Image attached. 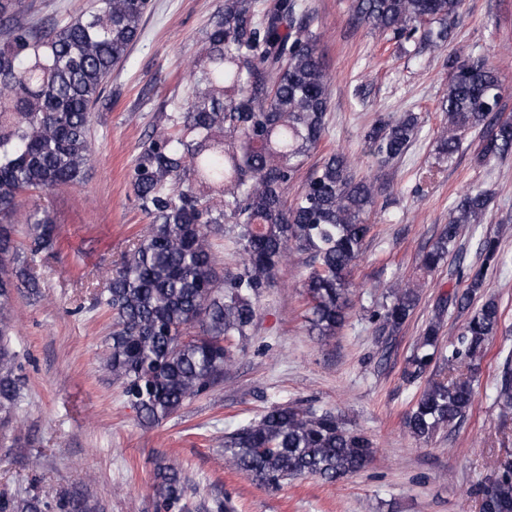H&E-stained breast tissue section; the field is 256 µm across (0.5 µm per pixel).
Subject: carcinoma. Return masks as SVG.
<instances>
[{
	"label": "carcinoma",
	"instance_id": "carcinoma-1",
	"mask_svg": "<svg viewBox=\"0 0 512 512\" xmlns=\"http://www.w3.org/2000/svg\"><path fill=\"white\" fill-rule=\"evenodd\" d=\"M464 0H352L355 22L400 45L444 46L448 23ZM24 0H0V426L17 420L23 395L18 354L10 341L16 296H41L32 272L36 257L57 242L53 217L37 208L21 213L24 195L83 183L91 156L92 112L104 101L112 71L140 39L148 0H94L64 24L18 18ZM452 70L440 102L438 152L451 158L467 129L482 128L479 159L512 157V119L498 117L502 84L482 56L448 57ZM328 75L302 0H224L192 62L191 79L159 107L165 126L143 142L131 186L150 223L123 255L96 304L112 314L102 369L122 385L141 421L158 425L224 381L234 364L231 339L249 335L256 302L294 256L309 257L303 288L308 322L334 336L350 302L349 275L371 231L367 213L375 182L351 173V159L329 153L307 172L300 190L288 187L326 132ZM419 131L413 112L377 119L364 135L386 165L401 157ZM482 191H468L421 259L428 275L445 261L465 224L487 208ZM27 225L23 252L13 225ZM233 224L241 246L237 271L222 276L209 236ZM482 263L462 271L467 286L442 302L469 309L486 271L500 262L498 240L481 244ZM420 284L391 290L376 311L393 333L414 311ZM502 324L488 299L466 319L442 368L429 372L440 323L432 324L408 359L405 375H429L407 414L408 432L428 440L462 421L474 401L473 376ZM496 403L512 411V363L503 364ZM373 443L331 410L275 404L257 420L224 434V464L257 485L279 488L311 476L335 483L361 471ZM156 512H191L181 469L160 462L152 486ZM480 512H512V454L474 490ZM0 512H85L63 495L0 496Z\"/></svg>",
	"mask_w": 512,
	"mask_h": 512
}]
</instances>
